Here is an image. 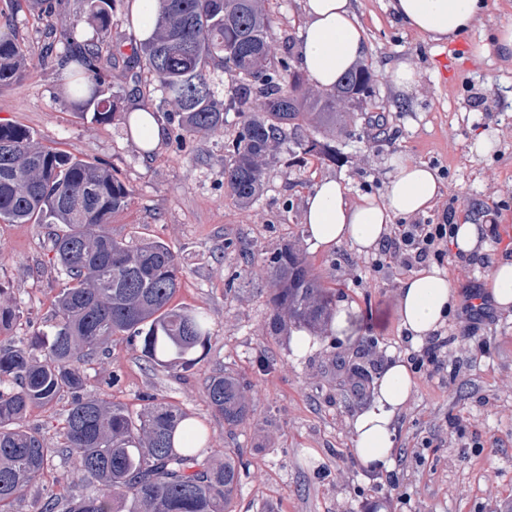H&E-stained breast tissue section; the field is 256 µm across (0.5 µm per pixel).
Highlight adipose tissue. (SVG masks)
Masks as SVG:
<instances>
[{
    "label": "adipose tissue",
    "instance_id": "ef3b65f1",
    "mask_svg": "<svg viewBox=\"0 0 512 512\" xmlns=\"http://www.w3.org/2000/svg\"><path fill=\"white\" fill-rule=\"evenodd\" d=\"M401 24L432 40H451L481 25L487 0H390ZM302 68L321 88L332 87L365 54L363 29L353 0H304ZM394 174L383 198L349 201L344 185L319 181L307 197L304 222L313 249L330 250L343 243L357 252L377 248L398 217L432 209L441 181L428 164L396 157ZM401 328L412 345H422L442 325L455 292L445 272L427 266L399 287ZM414 380L408 365L393 357L373 389L370 405L352 422L355 457L371 472L390 473L395 465L398 416L410 401Z\"/></svg>",
    "mask_w": 512,
    "mask_h": 512
}]
</instances>
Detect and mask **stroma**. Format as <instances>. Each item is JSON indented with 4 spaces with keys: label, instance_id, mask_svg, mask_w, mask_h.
I'll return each mask as SVG.
<instances>
[{
    "label": "stroma",
    "instance_id": "obj_1",
    "mask_svg": "<svg viewBox=\"0 0 512 512\" xmlns=\"http://www.w3.org/2000/svg\"><path fill=\"white\" fill-rule=\"evenodd\" d=\"M482 27L435 42L401 26L388 0H354L364 29L365 55L374 76L372 96L352 111L349 134L336 162L309 155H278L265 167L263 190L251 204L224 188V144L238 118L196 134L177 148L172 131L147 153L127 136L124 120L134 108L167 111L160 91L123 68L112 71L118 109L112 123L79 115L66 93L65 74L42 63L48 45L64 46L67 22L88 25L84 0H58L53 18L37 0H0L11 6L13 32L24 45L27 66L16 83L0 86V122L28 128L42 145L105 164L130 186L131 200L109 230L136 245L164 242L182 268L176 303L206 312L208 353L190 371L152 367L139 341L115 339L109 356L88 371L87 391L140 410L144 396L179 405L203 429L202 457L229 455L241 478L230 512H512V310L488 306L474 321L450 312L445 368L428 379L416 375V391L398 419L396 467L388 476L366 472L352 452L354 417L372 400L349 381V366L369 379L391 355L413 350L400 326L399 283L392 268L373 271L372 254L345 244L312 250L304 222L306 198L319 181L342 182L350 199L381 196L397 156L436 168L442 195L423 224L462 215L502 216L499 241L485 256L512 255V59L496 50L499 28L512 25V0H487ZM271 19V56L287 38H300L303 0H261ZM484 54H475L476 45ZM456 55V79L441 81L442 56ZM401 64L414 71L410 90H398L391 74ZM496 132L497 144L477 149L480 135ZM294 244L335 301L355 303L357 333L339 341L315 332L303 355L291 334L270 335L272 283L265 261ZM40 224L0 223V301L20 316L10 331L22 339L48 330L54 298L64 277L52 260ZM223 370L247 385L251 411L231 426L215 415L205 383ZM462 420L463 437L450 424Z\"/></svg>",
    "mask_w": 512,
    "mask_h": 512
}]
</instances>
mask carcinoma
<instances>
[{"label": "carcinoma", "mask_w": 512, "mask_h": 512, "mask_svg": "<svg viewBox=\"0 0 512 512\" xmlns=\"http://www.w3.org/2000/svg\"><path fill=\"white\" fill-rule=\"evenodd\" d=\"M88 20L105 33L112 0H87ZM11 11L0 10V85L19 81L25 50L12 34ZM271 22L259 0H157L155 29L125 67L140 64L163 100L174 107L175 142L224 125L229 112L241 117L235 137L224 145L225 190L241 204L262 189L264 165L292 143L296 122L316 114L338 135L347 132V112L370 89L368 67L357 66L326 92L305 87L286 51L269 54ZM79 24L69 27L67 48L57 64L70 75L69 95L79 113L108 124L115 95L104 71L100 43L86 40ZM231 87L221 96L217 73ZM304 153L336 161V146L312 133ZM132 190L103 164L40 144L33 133L0 123V221L43 224L54 263L66 283L55 300L48 332L0 345V512L15 497L44 480L54 459L68 470L57 485L77 478L85 493L65 500L47 492L42 512H228L239 483L240 464L227 456L212 461L195 444L204 433L182 408L154 397L137 412L86 393L87 366L116 336L138 339L153 366L190 371L208 348V316L178 307L181 268L163 242L144 238L131 248L112 237L107 225L124 211ZM272 280L269 302L276 334L286 324L328 326L332 295L288 243L267 259ZM71 401L52 444L26 425L34 408ZM205 394L212 411L228 425L250 411L247 386L232 374L211 375ZM185 424L183 447L173 445Z\"/></svg>", "instance_id": "1"}]
</instances>
